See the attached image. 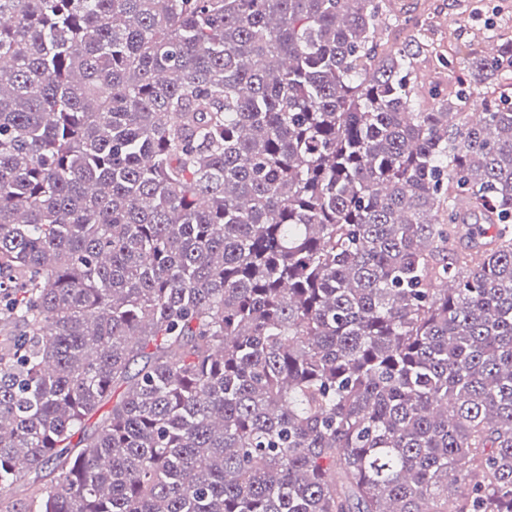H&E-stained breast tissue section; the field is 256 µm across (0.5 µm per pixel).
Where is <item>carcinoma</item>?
<instances>
[{"label":"carcinoma","instance_id":"1","mask_svg":"<svg viewBox=\"0 0 512 512\" xmlns=\"http://www.w3.org/2000/svg\"><path fill=\"white\" fill-rule=\"evenodd\" d=\"M381 12L0 0V512H512V35ZM400 18L408 24H400L385 30L381 40L389 44H401L410 35H416L411 26L416 20L428 19L431 29L427 32L429 44L450 61L453 55L462 58L470 53L486 54L487 25L475 17L477 0H392ZM416 74L418 76L419 85H424L426 92L431 87H437L440 90H447L448 86L453 85L457 78L461 75L455 65L452 69L441 68L433 70L432 68L424 67L423 65L417 69Z\"/></svg>","mask_w":512,"mask_h":512}]
</instances>
